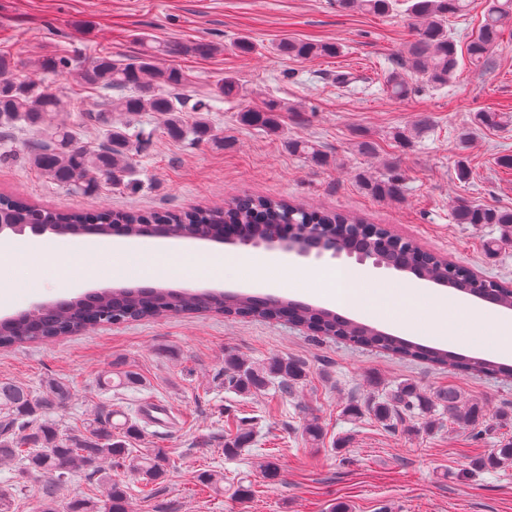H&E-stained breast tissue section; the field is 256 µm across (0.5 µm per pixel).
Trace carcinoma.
I'll list each match as a JSON object with an SVG mask.
<instances>
[{
	"instance_id": "obj_1",
	"label": "carcinoma",
	"mask_w": 512,
	"mask_h": 512,
	"mask_svg": "<svg viewBox=\"0 0 512 512\" xmlns=\"http://www.w3.org/2000/svg\"><path fill=\"white\" fill-rule=\"evenodd\" d=\"M405 11L416 21L413 40L406 49L407 68L420 75L427 84L445 86L457 72L460 59L485 67L491 62L493 49L512 18V0H490L478 32L466 43V55L459 54L458 42L448 30V17L461 16L469 10L471 0H407ZM341 8L385 15L397 10L399 0H338ZM222 49L213 42L192 45L178 42L152 43L141 39L136 55L115 60L107 54L86 57L80 54L46 55L38 60L43 70L59 72L77 83L99 89V108L79 114L68 123L59 116L70 111L64 96L50 91L33 79L14 74L15 62L7 52L0 53V129L26 130L37 136V147L30 162L43 176L85 193L104 181L119 182L135 171V156L144 141L139 118L144 112L157 113L167 133L176 139L193 136L195 140L222 142L221 130L209 118L214 105L202 99L188 105L181 94L190 83L189 75L176 66L159 67L162 56L174 57L187 52L210 55ZM279 55L288 57H334L340 53L335 42L288 41L276 46ZM390 97L403 100L411 92L407 75L394 68L386 76ZM240 93L238 79L227 75L216 84L213 100L235 97ZM196 114L187 126L182 113ZM282 105L270 101L261 109L244 108L240 120L279 135L278 112ZM92 122L105 132L104 142L96 149L82 145L77 129ZM509 122L501 112L480 110L473 124L486 129ZM288 151L304 154L317 164L326 162L322 152L309 141L289 139ZM363 184L372 196L395 200L403 194L402 179L390 175L379 179L365 178ZM457 224H502L512 228V210L478 206L459 199L452 209ZM0 224L27 226L43 224L51 233L68 235H119L139 237L147 231L164 237H192L220 240L226 238V226H237L235 241L244 246H291L301 252L321 255L347 253L373 258L387 268L421 273L427 280L470 295L478 292L498 306L512 309V288L493 280L476 282L469 270L422 250L409 240L393 235L383 227L366 224L362 218L340 211L307 210L297 204L269 197L242 194L224 210L192 209L182 212L137 211L88 212L79 209L51 210L9 196L0 195ZM185 312H216L227 316L284 319L305 326L318 336H334L354 343L390 351L401 357L425 360L441 368L512 377V366L485 358L467 357L452 351L424 346L379 329L352 321L330 309L284 298L262 297L243 293L224 295L216 292L190 293L170 288L109 289L0 319V347L35 342L78 333L101 324L137 321L150 317ZM228 382L240 392H257L276 380L286 393L305 376L304 366L293 359L273 358L255 367L229 356L224 360ZM68 388L60 383L48 385L45 395L29 388L0 383V461L18 462V475L45 477L42 486L41 512H59L57 491L80 468L103 483L111 484L109 512H126L125 493L112 483L100 462L108 460L115 468H124L145 484L164 478L169 462L160 452L133 454L126 440L112 433V415L100 414L83 424V432L63 435L49 425H35L30 417L66 400ZM474 434L483 432L482 411L478 404L466 400L455 389L423 396L417 387L405 385L389 398L372 403L368 412L386 426L403 420V414L418 408L431 413L436 407Z\"/></svg>"
}]
</instances>
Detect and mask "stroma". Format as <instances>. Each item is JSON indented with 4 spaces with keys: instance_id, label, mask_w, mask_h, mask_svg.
Instances as JSON below:
<instances>
[{
    "instance_id": "35a3bbf8",
    "label": "stroma",
    "mask_w": 512,
    "mask_h": 512,
    "mask_svg": "<svg viewBox=\"0 0 512 512\" xmlns=\"http://www.w3.org/2000/svg\"><path fill=\"white\" fill-rule=\"evenodd\" d=\"M250 35L257 53L240 56L229 47ZM191 43L224 44L208 57L183 55L172 63L190 78L189 93L211 94L224 74L236 75L238 99L217 103L212 114L224 141L192 143L170 137L160 118L143 113L149 138L137 157L132 184L101 185L76 193L43 177L27 160L33 143L28 132L0 137V193L58 209L115 211L177 210L213 206L241 194L284 198L308 207L352 212L387 226L427 251L467 266L485 278L512 285V240L502 241L495 224L454 223L456 197L472 203L512 209V168L500 167L512 155V124L495 130L472 129L468 146L459 135L472 128L476 111L512 114V25L505 28L488 67L461 62L448 86L434 88L411 78L412 91L397 101L383 88L388 70L400 61L413 37L403 11L385 16L339 9L336 0H0V50L9 51L20 78L43 81L84 112L99 98L97 90L78 86L62 75L45 73L35 62L47 52L84 56L106 52L123 58L139 51V37ZM340 43L339 56L300 59L271 54L282 40ZM274 100L286 105L283 137L243 125L240 112ZM421 115L429 126L407 142L397 132ZM315 143L329 162L319 165L288 151L285 138ZM369 140L372 152L358 148ZM466 160L468 180L456 177ZM397 166L404 179L399 200L375 199L358 177H383ZM223 268L202 279L178 266L160 280L163 288L264 294L241 258L239 245H223ZM303 278L305 302L324 306L313 271L346 267L392 284L417 285L407 272L374 267L372 261L286 255ZM103 283L83 279L78 268L60 271L47 265L42 287L20 281L11 310L73 298L98 287L119 288L121 274L105 259ZM426 308L391 311L388 333L463 355L488 358L487 337L452 336L439 340L409 333L405 319H425ZM235 355L253 364L275 357L300 361L304 380L292 393L277 384L243 393L224 378V360ZM131 372L130 387L103 386L100 378ZM23 384L42 394L48 382L68 386L64 403L39 413L60 433L81 429L102 411L112 422L135 427L130 447L163 453L170 469L163 482L144 484L121 469L112 479L125 491L128 512H512V465L481 469L480 461L512 440V378L483 373L460 374L426 361L378 348L318 336L286 321L227 318L220 314H180L121 324L97 325L53 340L0 349V381ZM411 383L424 394L452 387L479 403L486 428L482 436L453 423L444 410L405 414L387 428L371 414L352 416L349 405H364ZM167 405L165 424L145 422L147 405ZM318 420L323 438L313 444L303 427ZM252 441L237 454L224 441L237 428ZM279 468L264 478L263 463ZM224 476L223 491L210 490L202 475Z\"/></svg>"
}]
</instances>
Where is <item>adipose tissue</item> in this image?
<instances>
[{
    "instance_id": "1",
    "label": "adipose tissue",
    "mask_w": 512,
    "mask_h": 512,
    "mask_svg": "<svg viewBox=\"0 0 512 512\" xmlns=\"http://www.w3.org/2000/svg\"><path fill=\"white\" fill-rule=\"evenodd\" d=\"M80 253L89 254V262L83 263L81 271L88 281L101 277V259L113 254L134 262V277L138 280L157 281L165 276L168 266L176 260L188 261L192 270L201 277H210L212 271L224 264V255L218 251L183 250L162 244L144 247L143 244H114L90 238L79 248ZM329 283L326 298L336 307L350 310L363 309L378 321L388 318L391 305L415 306L420 299L430 301L426 320L427 335L440 339L454 335L463 316H470L476 332H488L494 338L493 347L501 354L512 353V321L499 318L485 311L465 313L459 305L449 303L443 296H424L418 288H394L386 283H374L365 277H357L355 287H348L346 274L338 268L322 271Z\"/></svg>"
}]
</instances>
